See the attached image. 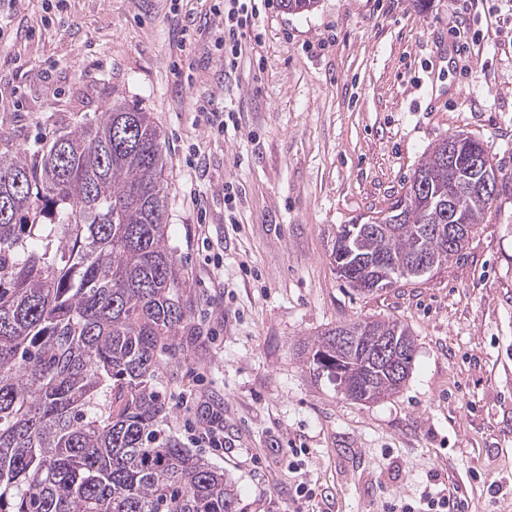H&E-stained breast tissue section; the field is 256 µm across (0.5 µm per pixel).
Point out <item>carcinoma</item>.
Here are the masks:
<instances>
[{"label":"carcinoma","instance_id":"1","mask_svg":"<svg viewBox=\"0 0 512 512\" xmlns=\"http://www.w3.org/2000/svg\"><path fill=\"white\" fill-rule=\"evenodd\" d=\"M465 170L483 143L457 140ZM167 157L151 113L114 103L93 124L69 130L30 157L0 155V512H239L224 469L161 428L166 414L158 356L186 323L182 281L167 244ZM415 173L448 195V166L435 148ZM494 198L453 202L470 227L451 247L431 240L446 267L475 236ZM422 201L413 186L391 198L396 224L359 243L382 253L384 277L415 246L404 229ZM366 275V276H368ZM363 274L342 280L359 292ZM371 334L336 346V329L314 338L308 363L357 402L396 394L415 356L410 330L394 320L343 325ZM386 336L403 340L399 376L372 360Z\"/></svg>","mask_w":512,"mask_h":512}]
</instances>
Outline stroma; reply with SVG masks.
I'll use <instances>...</instances> for the list:
<instances>
[{
	"mask_svg": "<svg viewBox=\"0 0 512 512\" xmlns=\"http://www.w3.org/2000/svg\"><path fill=\"white\" fill-rule=\"evenodd\" d=\"M0 0V153L28 155L121 101L165 136L168 244L190 307L162 354L167 433L195 396L224 418L203 449L235 482L240 512H287L288 447L317 496L307 512H386L429 485L467 512H512V0H479L478 39L453 56L463 0H280L224 77L212 26L182 44L185 15L213 0ZM237 128L214 133L211 113ZM483 142L500 193L475 237L417 285L362 293L337 275L329 233L404 191L424 151ZM206 158L203 178L183 165ZM239 185L234 208L225 183ZM394 319L412 371L374 403L337 393L303 356L318 333Z\"/></svg>",
	"mask_w": 512,
	"mask_h": 512,
	"instance_id": "obj_1",
	"label": "stroma"
}]
</instances>
